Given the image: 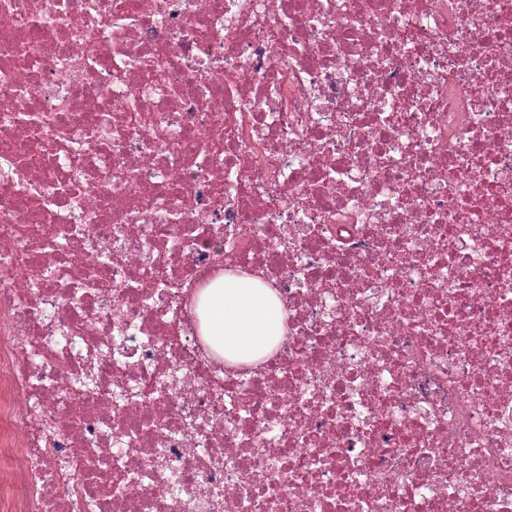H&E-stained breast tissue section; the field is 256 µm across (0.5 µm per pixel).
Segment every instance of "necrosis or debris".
<instances>
[{
  "instance_id": "obj_1",
  "label": "necrosis or debris",
  "mask_w": 512,
  "mask_h": 512,
  "mask_svg": "<svg viewBox=\"0 0 512 512\" xmlns=\"http://www.w3.org/2000/svg\"><path fill=\"white\" fill-rule=\"evenodd\" d=\"M0 512H512V0H0ZM197 310L203 335L232 362L260 359L285 335L283 306L257 278L225 275L200 294Z\"/></svg>"
}]
</instances>
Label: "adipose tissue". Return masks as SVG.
<instances>
[{
    "mask_svg": "<svg viewBox=\"0 0 512 512\" xmlns=\"http://www.w3.org/2000/svg\"><path fill=\"white\" fill-rule=\"evenodd\" d=\"M198 313L208 342L232 362L260 359L285 334L281 302L256 278L224 277L200 294Z\"/></svg>",
    "mask_w": 512,
    "mask_h": 512,
    "instance_id": "ef3b65f1",
    "label": "adipose tissue"
}]
</instances>
